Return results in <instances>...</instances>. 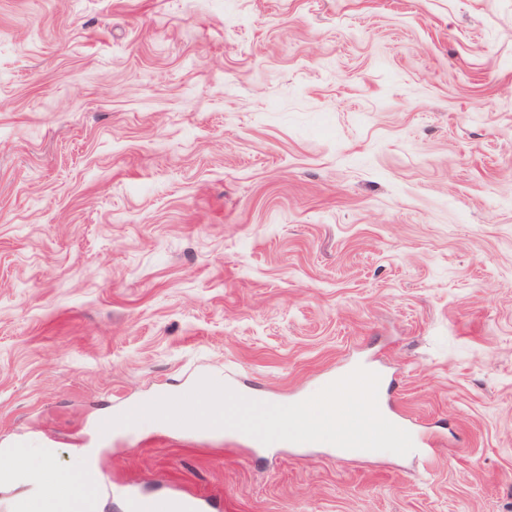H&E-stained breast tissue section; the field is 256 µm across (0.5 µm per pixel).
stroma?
<instances>
[{"instance_id":"stroma-1","label":"stroma","mask_w":512,"mask_h":512,"mask_svg":"<svg viewBox=\"0 0 512 512\" xmlns=\"http://www.w3.org/2000/svg\"><path fill=\"white\" fill-rule=\"evenodd\" d=\"M355 367L417 444L98 418ZM214 512H512V0H0V449Z\"/></svg>"}]
</instances>
